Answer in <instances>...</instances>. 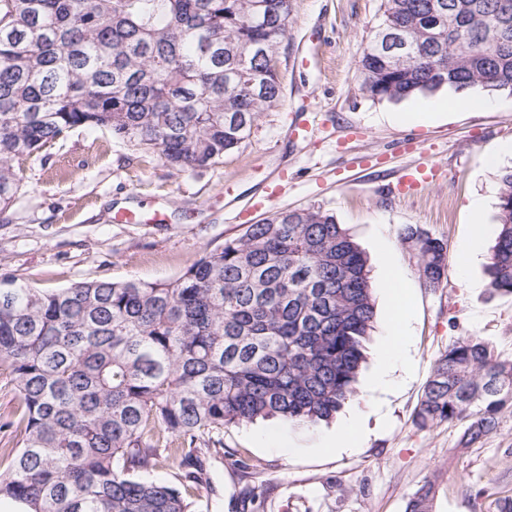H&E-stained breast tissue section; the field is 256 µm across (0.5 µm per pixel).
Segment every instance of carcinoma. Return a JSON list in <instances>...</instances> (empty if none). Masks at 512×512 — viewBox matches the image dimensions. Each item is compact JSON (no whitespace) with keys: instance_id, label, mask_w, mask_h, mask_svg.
<instances>
[{"instance_id":"carcinoma-1","label":"carcinoma","mask_w":512,"mask_h":512,"mask_svg":"<svg viewBox=\"0 0 512 512\" xmlns=\"http://www.w3.org/2000/svg\"><path fill=\"white\" fill-rule=\"evenodd\" d=\"M293 0H0V216L16 163L76 128L105 130L176 169L204 168L278 105ZM357 61L361 91L401 101L443 88L512 94V0H382ZM394 31L405 58L383 49ZM487 265L512 296V168L499 176ZM424 287L446 242L399 230ZM368 258L320 208L282 210L176 278L32 288L0 274V370L19 413L0 501L28 512H195L197 442L277 418L313 425L355 398L374 328ZM512 414V360L462 336L434 361L413 418L463 425L471 448ZM178 470V484L149 478ZM427 479L406 512H433Z\"/></svg>"}]
</instances>
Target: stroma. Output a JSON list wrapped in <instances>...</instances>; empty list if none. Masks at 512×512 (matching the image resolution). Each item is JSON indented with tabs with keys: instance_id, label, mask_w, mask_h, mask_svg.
I'll return each instance as SVG.
<instances>
[{
	"instance_id": "1",
	"label": "stroma",
	"mask_w": 512,
	"mask_h": 512,
	"mask_svg": "<svg viewBox=\"0 0 512 512\" xmlns=\"http://www.w3.org/2000/svg\"><path fill=\"white\" fill-rule=\"evenodd\" d=\"M382 0H295L281 48L282 97L261 114L250 137L216 164L178 171L111 133L78 128L23 162L26 187L0 221V270L31 287L134 277L164 282L250 224L286 209L319 207L345 224L369 260L374 290L389 258L410 290L402 358L387 389L368 391L385 314L377 312L357 396L343 408L358 413L366 432L357 446L323 448L333 425L286 426L260 420L221 433L222 454L204 456L198 512H242L251 487L262 512H405L424 480L435 479L434 512H487L512 496V415L482 444L459 447L461 426L417 431L412 423L435 359L457 337L479 336L512 359V296L491 295L486 260L458 275L457 257L476 226L472 201L484 204L488 238L496 236L498 179L512 167V95L488 96L486 107L415 125L389 120L433 104L434 96L374 101L361 89L356 62L381 19ZM309 121V132L298 131ZM500 153L497 168L486 158ZM417 163L442 168L418 192L392 190ZM282 193L254 210L273 181ZM167 207L166 223L119 224L115 213ZM417 224L445 240L448 277L432 291L399 229ZM283 445L271 447L270 436ZM247 468L233 466V456Z\"/></svg>"
}]
</instances>
